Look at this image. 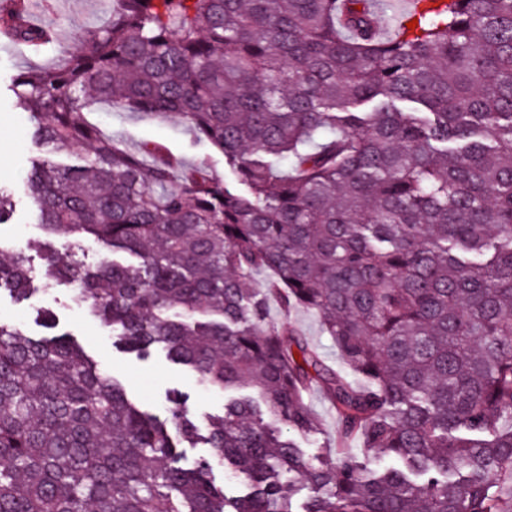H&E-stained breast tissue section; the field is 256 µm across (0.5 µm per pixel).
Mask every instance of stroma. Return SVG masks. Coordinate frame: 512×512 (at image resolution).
Masks as SVG:
<instances>
[{
	"instance_id": "obj_1",
	"label": "stroma",
	"mask_w": 512,
	"mask_h": 512,
	"mask_svg": "<svg viewBox=\"0 0 512 512\" xmlns=\"http://www.w3.org/2000/svg\"><path fill=\"white\" fill-rule=\"evenodd\" d=\"M52 18L63 29L65 48L77 53L82 50L88 31L110 23L112 2L55 0ZM54 54V49L49 48L41 56L31 57L18 47H0V187L11 193L15 201L11 223L0 226V249L25 252L36 267L41 260L34 244L43 232L26 195V181L33 160L44 155L46 149L32 139L28 113L14 107L11 85L21 71L46 63ZM90 117L123 146L133 149L143 142L154 141L185 164L202 162L213 175L224 179L230 175L223 153L208 142L197 140L179 115L145 119L100 101L93 106ZM30 288L29 299L22 302L8 293H0V321L21 328L28 335L40 336L44 329L38 322L37 312L43 307L53 308L58 317L57 333L70 334L102 369L112 372L125 384L128 393L144 409L164 414L166 392L176 388L188 394L190 409L198 422L223 413L224 392L209 389L191 370L171 363L164 353L156 352L140 359L116 349L110 330L75 301L70 285L59 284L47 292L36 278ZM305 401L320 418L322 430L304 439L302 446L309 456L318 457L325 444L336 438V414L318 391H309Z\"/></svg>"
}]
</instances>
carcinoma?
<instances>
[{
  "label": "carcinoma",
  "instance_id": "carcinoma-1",
  "mask_svg": "<svg viewBox=\"0 0 512 512\" xmlns=\"http://www.w3.org/2000/svg\"><path fill=\"white\" fill-rule=\"evenodd\" d=\"M415 2L409 31L404 0H112L80 53L13 79L47 148L45 239L38 270L0 259V292L69 283L124 349L251 394L203 436L183 393L161 420L75 342L0 322V512H296L302 489V512H512V0ZM27 6L0 0V41L39 55L60 31ZM98 100L179 114L237 186L103 137ZM60 238L137 263L85 267ZM314 387L339 430L315 460ZM216 462L254 491L226 495ZM292 320L299 325L308 341L318 348L330 364L335 368L340 366L330 338L320 332L317 318L313 313L299 311L292 314Z\"/></svg>",
  "mask_w": 512,
  "mask_h": 512
}]
</instances>
